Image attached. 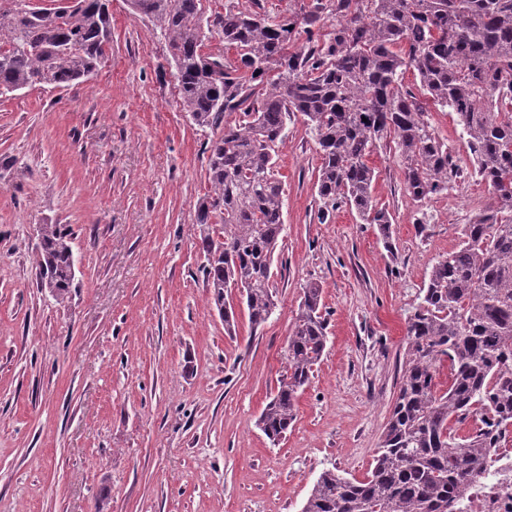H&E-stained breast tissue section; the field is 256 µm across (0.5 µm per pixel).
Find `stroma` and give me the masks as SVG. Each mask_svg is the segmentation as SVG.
<instances>
[{
	"instance_id": "1",
	"label": "stroma",
	"mask_w": 512,
	"mask_h": 512,
	"mask_svg": "<svg viewBox=\"0 0 512 512\" xmlns=\"http://www.w3.org/2000/svg\"><path fill=\"white\" fill-rule=\"evenodd\" d=\"M112 43L92 78L0 98V512H301L327 469L363 479L396 398L405 319L435 262L488 200L475 177L414 203L388 148L369 164L395 251L348 207L320 220L321 160L303 121L276 171L285 231L278 307L235 335L200 272L205 145L165 41L111 0ZM423 228H416L417 213ZM71 230L65 300L42 288L39 230ZM318 283L328 342L292 429L256 421L284 372L302 286Z\"/></svg>"
}]
</instances>
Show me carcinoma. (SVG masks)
I'll return each mask as SVG.
<instances>
[{"mask_svg": "<svg viewBox=\"0 0 512 512\" xmlns=\"http://www.w3.org/2000/svg\"><path fill=\"white\" fill-rule=\"evenodd\" d=\"M0 0V96L62 87L93 76L112 40L109 0H67L49 16ZM200 0H127L167 44L182 109L210 139V190L196 223L211 300L235 330L229 290L250 323L277 307L273 256L285 228L277 149L296 118L315 134V187L377 225L393 249L391 213L373 198L381 143L400 158L414 202L448 191L464 168L428 122L432 105L457 115L473 175L491 203L462 225L458 246L432 267L406 319L399 389L380 447L358 480L323 471L301 512H467L471 478L512 426V0H309L271 17L225 0L204 16ZM224 53L203 52L212 30ZM305 42L297 44L300 36ZM412 71L419 87L404 83ZM40 272L64 300L70 233L42 228ZM322 288L309 282L284 353L285 373L258 426L273 443L296 419L300 394L326 349ZM476 417L482 428L458 429Z\"/></svg>", "mask_w": 512, "mask_h": 512, "instance_id": "cac0c4a2", "label": "carcinoma"}]
</instances>
